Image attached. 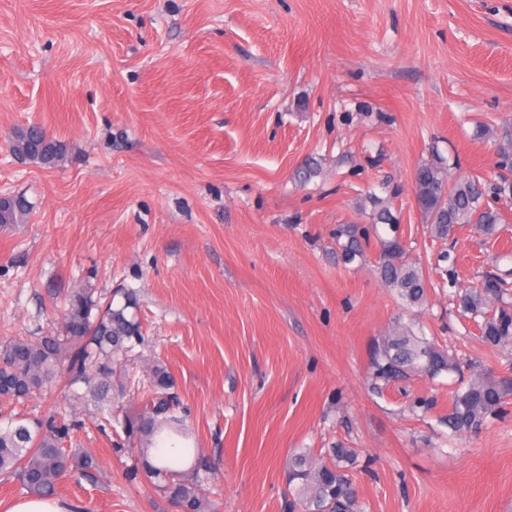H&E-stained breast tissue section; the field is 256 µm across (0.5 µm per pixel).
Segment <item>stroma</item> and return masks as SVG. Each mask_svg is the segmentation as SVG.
Returning <instances> with one entry per match:
<instances>
[{"instance_id": "stroma-1", "label": "stroma", "mask_w": 512, "mask_h": 512, "mask_svg": "<svg viewBox=\"0 0 512 512\" xmlns=\"http://www.w3.org/2000/svg\"><path fill=\"white\" fill-rule=\"evenodd\" d=\"M480 122L512 123V0H0V136L38 124L63 148L49 167L0 147V194L32 205L0 230V337L60 329L81 285L134 293L145 342L116 359L115 407L137 409L165 362L221 512H288L289 453L339 445L365 512H512V411L453 438L452 376L373 391L371 350L404 308L377 245L349 264L336 246L387 183L433 283L426 336L512 377V344L486 346L450 302L512 270V223L439 240L413 194L437 156L492 171ZM72 416L101 474L61 478L56 500L174 512L112 431Z\"/></svg>"}]
</instances>
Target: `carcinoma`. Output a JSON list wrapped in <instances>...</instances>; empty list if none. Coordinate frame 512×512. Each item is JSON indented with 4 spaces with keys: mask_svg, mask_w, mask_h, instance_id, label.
<instances>
[{
    "mask_svg": "<svg viewBox=\"0 0 512 512\" xmlns=\"http://www.w3.org/2000/svg\"><path fill=\"white\" fill-rule=\"evenodd\" d=\"M15 143L31 159L47 164L41 139L19 135ZM497 172L482 176L449 177L443 162L420 164L413 177L415 203L430 233L449 239L460 225H470L484 239L499 232L506 223L499 201H512V132L498 139ZM373 213L371 229L355 224L336 233L343 259L363 257L364 248L375 239L379 245L378 269L382 282L393 289L406 307H420L428 298V281L418 263L409 259L408 249L397 235L396 218L384 200ZM31 203L13 197L12 210L0 214V227L23 223ZM388 227L381 235L378 225ZM460 315L473 320L483 341L494 348L512 342V288L495 273H487L477 285L453 296ZM135 308L133 294L124 302L104 301L89 287L73 288L67 296L64 323L57 332L40 336H12L0 340V400L20 403L43 395L54 377L64 371L69 384L84 385L72 390L68 401L96 419L117 423L132 451L130 477L142 478L182 512H219L203 488L211 464L200 448L179 447L168 456L154 450L163 438L191 437L187 418L178 411L175 381L167 365L152 362L148 375L151 390L138 408L112 420V392L124 385L114 365V354L143 340L140 323L129 310ZM372 375L385 384L414 376L434 379L444 373H462L460 363L449 351L427 338L412 322L396 321L372 353ZM512 404V378L489 371L475 372L462 379L454 392L446 423L454 433L476 432L485 422L506 412ZM76 423L59 413L33 420L17 417L0 426V473L16 479L27 494H53L59 479L69 476L94 484L100 476L97 458L82 448H67ZM358 454L353 448H330L327 456L314 457L301 449L288 460L289 512H361L351 478Z\"/></svg>",
    "mask_w": 512,
    "mask_h": 512,
    "instance_id": "obj_1",
    "label": "carcinoma"
}]
</instances>
